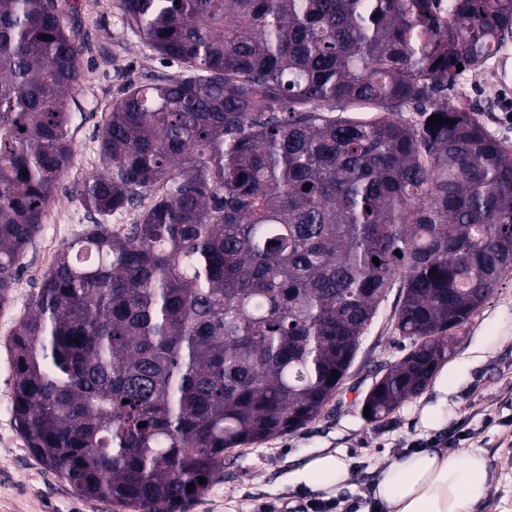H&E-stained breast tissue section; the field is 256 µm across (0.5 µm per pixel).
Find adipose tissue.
<instances>
[{
  "mask_svg": "<svg viewBox=\"0 0 512 512\" xmlns=\"http://www.w3.org/2000/svg\"><path fill=\"white\" fill-rule=\"evenodd\" d=\"M315 489L344 487L349 471L335 455L311 460L300 474ZM484 449H470L457 459L438 449L418 448L387 463L374 496L390 512H473L489 489Z\"/></svg>",
  "mask_w": 512,
  "mask_h": 512,
  "instance_id": "ef3b65f1",
  "label": "adipose tissue"
}]
</instances>
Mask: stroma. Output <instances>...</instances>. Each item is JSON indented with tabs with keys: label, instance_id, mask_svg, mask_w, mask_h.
I'll return each mask as SVG.
<instances>
[{
	"label": "stroma",
	"instance_id": "1",
	"mask_svg": "<svg viewBox=\"0 0 512 512\" xmlns=\"http://www.w3.org/2000/svg\"><path fill=\"white\" fill-rule=\"evenodd\" d=\"M82 46L85 79L71 104V165L62 177L44 227L28 247L6 307L0 308V512H116L104 501L79 497L29 452L12 412L14 374L7 351L16 324L58 248L77 238L90 216L77 187L101 167L98 131L112 102L129 82L182 73L180 63L143 46L124 20L121 0H59ZM450 102L472 107L482 126L512 146V85L499 84L496 65L464 71ZM401 301L390 290L360 341L341 392L309 425L284 436L235 449L224 471L187 512H373V490L382 465L413 448H437L460 457L485 449L493 488L476 512H512V274L489 293L477 315L453 341L418 395L379 419L366 420L362 403L390 363L408 353L410 339L394 329ZM441 425L429 427L426 412ZM332 453L350 472L346 487L311 489L296 479L310 460Z\"/></svg>",
	"mask_w": 512,
	"mask_h": 512
}]
</instances>
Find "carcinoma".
Masks as SVG:
<instances>
[{
  "label": "carcinoma",
  "mask_w": 512,
  "mask_h": 512,
  "mask_svg": "<svg viewBox=\"0 0 512 512\" xmlns=\"http://www.w3.org/2000/svg\"><path fill=\"white\" fill-rule=\"evenodd\" d=\"M121 5L189 74L112 105L78 193L94 223L10 338L12 409L78 496L184 512L224 453L322 412L390 288L413 348L372 418L425 389L512 272V151L445 101L512 36V0ZM80 56L58 0H0V308L74 154Z\"/></svg>",
  "instance_id": "cac0c4a2"
}]
</instances>
